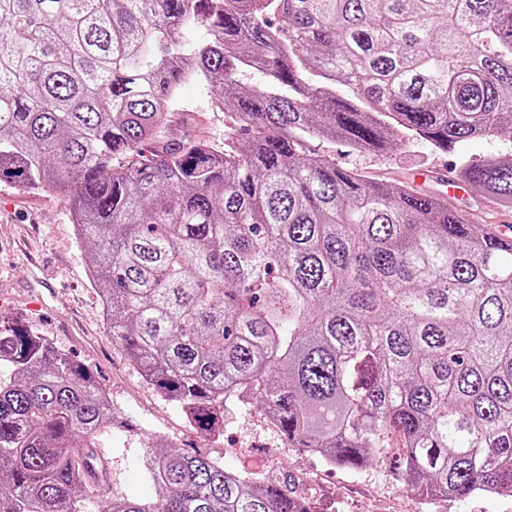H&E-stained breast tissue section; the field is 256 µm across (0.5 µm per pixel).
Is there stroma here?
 <instances>
[{
  "label": "stroma",
  "instance_id": "obj_1",
  "mask_svg": "<svg viewBox=\"0 0 512 512\" xmlns=\"http://www.w3.org/2000/svg\"><path fill=\"white\" fill-rule=\"evenodd\" d=\"M205 139L224 141V114L210 89L183 84L161 138L146 144L151 154L165 146ZM337 164L385 185L406 184L447 195L442 176L467 159L512 154V144L474 138L444 153L429 144L402 140L384 154L358 152L345 144L318 142ZM92 242L80 241L65 199L0 182V320L19 316L54 344L89 365L109 392L115 424L103 432L100 451L109 461V485L129 498L154 496L141 458L149 440L166 447L222 458L230 471L274 472L295 490L314 497L318 512H512V497H472L425 503L395 475L391 458L359 470L334 468L289 443L257 404L239 408L213 442L191 430L181 409L159 398L105 332L101 306L89 278Z\"/></svg>",
  "mask_w": 512,
  "mask_h": 512
}]
</instances>
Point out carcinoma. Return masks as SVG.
<instances>
[{"instance_id": "cac0c4a2", "label": "carcinoma", "mask_w": 512, "mask_h": 512, "mask_svg": "<svg viewBox=\"0 0 512 512\" xmlns=\"http://www.w3.org/2000/svg\"><path fill=\"white\" fill-rule=\"evenodd\" d=\"M187 80L224 144L145 155ZM329 137L512 143V0H0V181L68 201L107 336L192 430L257 401L334 467L398 448L422 500L512 496V246L338 166ZM458 173L512 209V155ZM1 365L0 512H314L156 439V496L105 499L95 372L18 318Z\"/></svg>"}]
</instances>
